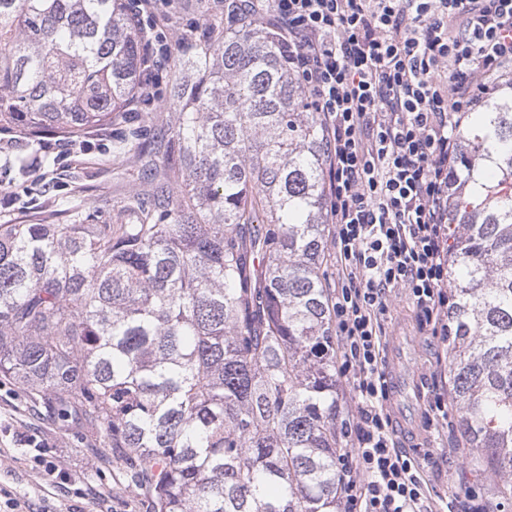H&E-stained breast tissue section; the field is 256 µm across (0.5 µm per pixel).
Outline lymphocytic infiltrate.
<instances>
[{"instance_id": "lymphocytic-infiltrate-1", "label": "lymphocytic infiltrate", "mask_w": 512, "mask_h": 512, "mask_svg": "<svg viewBox=\"0 0 512 512\" xmlns=\"http://www.w3.org/2000/svg\"><path fill=\"white\" fill-rule=\"evenodd\" d=\"M276 30L323 131L338 374L355 406L342 512H427L386 408L380 317L404 291L448 336V183L459 129L512 72V0H239Z\"/></svg>"}]
</instances>
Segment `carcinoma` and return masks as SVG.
Masks as SVG:
<instances>
[{"mask_svg": "<svg viewBox=\"0 0 512 512\" xmlns=\"http://www.w3.org/2000/svg\"><path fill=\"white\" fill-rule=\"evenodd\" d=\"M131 0H0V127L81 143L138 102ZM171 52L110 224H0V375L101 438L141 512H336V339L318 114L247 19ZM448 373L465 464L512 494V94L460 128ZM66 223H57L59 216Z\"/></svg>", "mask_w": 512, "mask_h": 512, "instance_id": "obj_1", "label": "carcinoma"}]
</instances>
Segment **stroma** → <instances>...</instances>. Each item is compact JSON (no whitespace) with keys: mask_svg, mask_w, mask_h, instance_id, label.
<instances>
[{"mask_svg":"<svg viewBox=\"0 0 512 512\" xmlns=\"http://www.w3.org/2000/svg\"><path fill=\"white\" fill-rule=\"evenodd\" d=\"M224 15V0H174L164 25L168 46L186 45L199 37L207 21ZM121 126L108 125L90 134L91 147L75 151L67 140L53 137L47 144L26 142L0 132V190L10 193L0 203V224H24L34 211L58 208L61 198L73 197L94 210L100 221H111L112 207L141 174L133 157L112 150ZM381 322L387 335L409 325L415 345L413 367L417 383L412 398L418 408V447L408 454L419 465L425 503L430 512H443L453 496L480 493L493 512H512V496L488 474L458 465L453 453L461 441L457 426L439 429L428 423L429 390L445 394L448 348L422 330L407 295L393 297ZM33 435L37 444L24 447L18 435ZM54 462L56 473L41 465L40 456ZM23 512H134L131 493L119 489L104 449H92L79 425H62L37 418L29 394L8 380L0 381V512L12 503Z\"/></svg>","mask_w":512,"mask_h":512,"instance_id":"stroma-1","label":"stroma"}]
</instances>
